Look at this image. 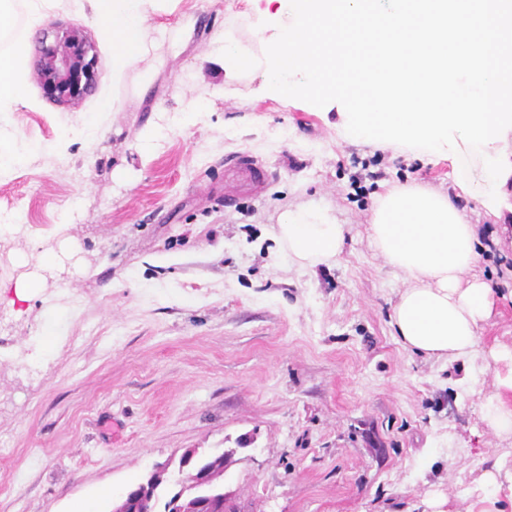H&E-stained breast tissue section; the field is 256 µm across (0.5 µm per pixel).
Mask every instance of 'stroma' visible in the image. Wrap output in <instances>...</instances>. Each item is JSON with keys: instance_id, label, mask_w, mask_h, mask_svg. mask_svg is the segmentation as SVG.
<instances>
[{"instance_id": "stroma-1", "label": "stroma", "mask_w": 512, "mask_h": 512, "mask_svg": "<svg viewBox=\"0 0 512 512\" xmlns=\"http://www.w3.org/2000/svg\"><path fill=\"white\" fill-rule=\"evenodd\" d=\"M251 0H179L151 22L167 32L152 77L113 85L96 28L55 9L49 21L95 45L98 77L80 100L28 97L0 114V134L40 144L0 176V278L39 284L0 332V512H95L156 465L182 479V453L233 450L224 484L236 512H421L441 486L467 512L472 480L512 451L481 419L480 391L398 342L390 315L401 280L375 251L368 220L396 185L450 191L494 247L479 269L493 287L512 264V186L501 216L461 190L448 161L410 147L345 138V115L265 96L261 79L207 61L214 32L251 53ZM196 119L168 127L188 102ZM97 123L96 137L50 144ZM167 125L163 139L150 129ZM255 156L270 172L259 196L224 204V160ZM314 201L347 224L343 253L313 269L277 256L272 226ZM78 211L62 221L69 206ZM55 251L78 274L42 276ZM55 330L39 363L27 351Z\"/></svg>"}]
</instances>
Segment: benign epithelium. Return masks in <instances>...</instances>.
Listing matches in <instances>:
<instances>
[{"mask_svg":"<svg viewBox=\"0 0 512 512\" xmlns=\"http://www.w3.org/2000/svg\"><path fill=\"white\" fill-rule=\"evenodd\" d=\"M54 41L68 40L67 51L63 54L39 51L35 71L45 96L58 103H69L82 98L96 83L97 70L93 46L76 35L56 30L44 34ZM218 478L207 470L201 473L200 497L196 500L178 499L173 503L174 512H230L233 493L225 487L216 486Z\"/></svg>","mask_w":512,"mask_h":512,"instance_id":"7a95c632","label":"benign epithelium"}]
</instances>
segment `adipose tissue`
Masks as SVG:
<instances>
[{
  "instance_id": "1",
  "label": "adipose tissue",
  "mask_w": 512,
  "mask_h": 512,
  "mask_svg": "<svg viewBox=\"0 0 512 512\" xmlns=\"http://www.w3.org/2000/svg\"><path fill=\"white\" fill-rule=\"evenodd\" d=\"M168 0H26L23 36L0 53V112L27 99L28 36L60 5L85 13L101 33L111 57L112 79L131 69L153 73L151 49L156 27L151 15ZM347 228L318 204L285 207L273 227L278 254L288 263L313 268L336 260ZM369 234L373 247L401 277L403 286L392 309L391 325L401 345L448 363L473 358L484 323L493 314L494 291L477 272L483 243L475 225L448 193L415 186L389 188L372 210ZM496 373V388L481 404L482 420L499 435H512V349L485 355ZM480 512H512V460L502 456L474 479L471 488Z\"/></svg>"
}]
</instances>
